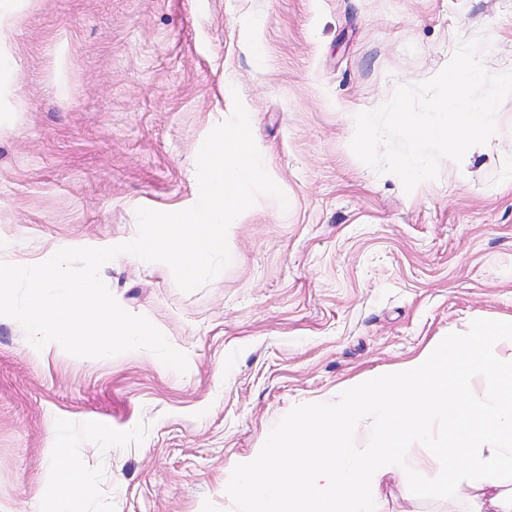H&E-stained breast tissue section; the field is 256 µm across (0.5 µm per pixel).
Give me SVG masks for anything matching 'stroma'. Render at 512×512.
I'll return each mask as SVG.
<instances>
[{
  "label": "stroma",
  "mask_w": 512,
  "mask_h": 512,
  "mask_svg": "<svg viewBox=\"0 0 512 512\" xmlns=\"http://www.w3.org/2000/svg\"><path fill=\"white\" fill-rule=\"evenodd\" d=\"M482 37L512 71V0H25L0 75V240L134 239L199 197L196 157L241 99L265 171L232 257L191 292L122 254L100 276L184 352L32 346L0 316V512H230L224 482L292 408L335 399L477 319L512 317V96L497 131L405 192L352 152L355 117ZM63 440L98 491L46 497ZM382 512H460L388 476Z\"/></svg>",
  "instance_id": "obj_1"
}]
</instances>
